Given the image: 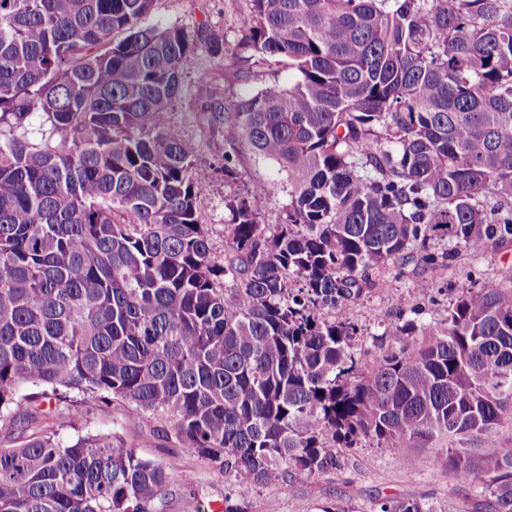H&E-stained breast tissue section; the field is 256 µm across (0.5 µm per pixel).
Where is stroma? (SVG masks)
Segmentation results:
<instances>
[{
	"label": "stroma",
	"mask_w": 512,
	"mask_h": 512,
	"mask_svg": "<svg viewBox=\"0 0 512 512\" xmlns=\"http://www.w3.org/2000/svg\"><path fill=\"white\" fill-rule=\"evenodd\" d=\"M250 10V0H159L151 19L160 27H181L196 40L194 52L183 65V92L163 120L202 145L196 163L209 171L210 179L198 207L219 260L230 250L224 236V226L231 220L225 199L244 194L254 182L262 181L270 189L262 223H283L288 211V180L277 165L247 149H234L227 129L203 118L213 101L228 106L270 85H287L295 77L284 64L271 67L258 57L239 61L237 44ZM243 69L249 71V78H239ZM230 152L236 155V176L228 180L224 156ZM507 264H512V245L492 241L476 252L460 253L451 267L435 276L414 263L396 260L373 273L372 292L343 305L336 316L357 325L354 351L360 362L367 363L393 347V340L384 334L389 324L445 318L457 296L475 290ZM427 279L434 286L425 295L421 284ZM403 298L408 301L404 307L399 304ZM124 410L116 399L89 414L50 417L49 423L65 440L86 433L120 436L140 457L163 464L169 478L159 499V512H267L272 501L278 512H322L336 503L350 512H371L376 501L411 497L425 498L435 512H470L473 506L471 489L449 474L443 451H416V471L409 476L399 463L401 449L382 448L371 440L345 449L341 469L314 475L280 472L242 496L230 476L186 450L170 420L149 415L132 424L126 422Z\"/></svg>",
	"instance_id": "stroma-1"
}]
</instances>
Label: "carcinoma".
Here are the masks:
<instances>
[{"label":"carcinoma","mask_w":512,"mask_h":512,"mask_svg":"<svg viewBox=\"0 0 512 512\" xmlns=\"http://www.w3.org/2000/svg\"><path fill=\"white\" fill-rule=\"evenodd\" d=\"M157 2L0 0V419L30 384L41 422L0 448V512H155L162 465L47 429L38 406L72 391L171 418L242 495L364 436L445 449L475 507L512 512V277L395 324L364 367L331 316L390 261L435 272L512 243V0H251L238 47L295 80L208 122L291 191L283 224L261 223L260 181L228 200L222 264L201 143L162 122L196 42L147 24Z\"/></svg>","instance_id":"1"}]
</instances>
